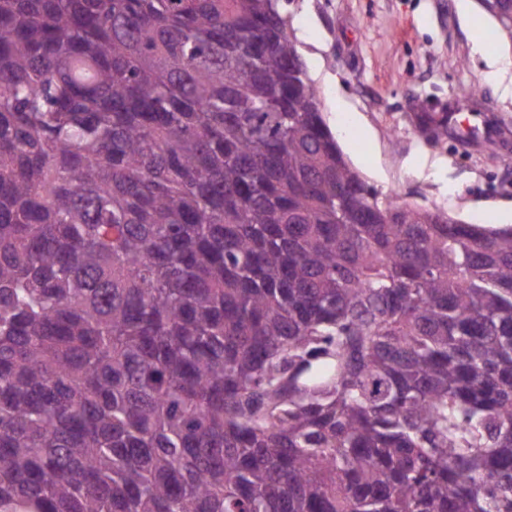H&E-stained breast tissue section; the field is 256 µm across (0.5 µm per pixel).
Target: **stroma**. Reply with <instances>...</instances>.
<instances>
[{
    "instance_id": "35a3bbf8",
    "label": "stroma",
    "mask_w": 512,
    "mask_h": 512,
    "mask_svg": "<svg viewBox=\"0 0 512 512\" xmlns=\"http://www.w3.org/2000/svg\"><path fill=\"white\" fill-rule=\"evenodd\" d=\"M299 53L342 151L380 195L437 206L471 224L503 223L512 211V98L474 54L478 31L460 0H283ZM479 87L469 123L425 138V115L454 106L459 88Z\"/></svg>"
}]
</instances>
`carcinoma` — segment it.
Here are the masks:
<instances>
[{"label": "carcinoma", "instance_id": "cac0c4a2", "mask_svg": "<svg viewBox=\"0 0 512 512\" xmlns=\"http://www.w3.org/2000/svg\"><path fill=\"white\" fill-rule=\"evenodd\" d=\"M278 2L0 0V512H512V226L379 198Z\"/></svg>", "mask_w": 512, "mask_h": 512}]
</instances>
